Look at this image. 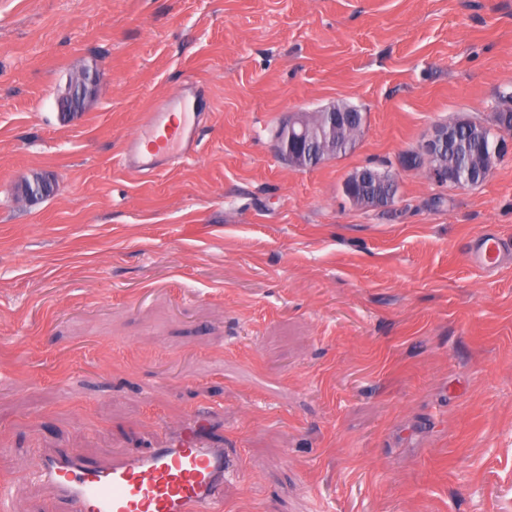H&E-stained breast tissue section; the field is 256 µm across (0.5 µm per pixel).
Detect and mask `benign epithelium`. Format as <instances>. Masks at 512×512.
Wrapping results in <instances>:
<instances>
[{
	"label": "benign epithelium",
	"instance_id": "benign-epithelium-1",
	"mask_svg": "<svg viewBox=\"0 0 512 512\" xmlns=\"http://www.w3.org/2000/svg\"><path fill=\"white\" fill-rule=\"evenodd\" d=\"M100 75L98 72L82 70L72 76L73 92L76 101L69 106L60 107L66 116L75 115L86 109L94 98ZM350 127L348 118L331 106H324L313 111L291 112L281 125L282 133L277 138V155L287 164L305 168L312 162L308 142L318 141V155L321 160H328L334 155L336 135ZM477 129L491 132L481 152V160L474 166L460 172L448 166L444 160L448 143L454 136V126L445 122L434 126L428 139L416 149L407 153L419 162L418 172H424L429 178L439 183H451L456 186H474L484 182L491 174L495 162L508 151L512 135L495 127L490 128L484 122H477ZM372 172L365 169L347 177L343 190L353 205L369 209H389L397 200V179L389 181V192L372 191L368 187ZM48 191H54L51 180L40 173L24 175L19 179L16 198L31 203Z\"/></svg>",
	"mask_w": 512,
	"mask_h": 512
}]
</instances>
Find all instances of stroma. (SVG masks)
I'll return each instance as SVG.
<instances>
[{"instance_id":"35a3bbf8","label":"stroma","mask_w":512,"mask_h":512,"mask_svg":"<svg viewBox=\"0 0 512 512\" xmlns=\"http://www.w3.org/2000/svg\"><path fill=\"white\" fill-rule=\"evenodd\" d=\"M101 73L77 116L57 96ZM512 94V0H0V485L56 512L42 454L158 447L207 410L224 512H512V153L481 184L400 159ZM190 101L192 156L124 161ZM346 101V155L285 164ZM389 169L393 209L353 206ZM55 182L20 205V176ZM336 108L341 112L353 113V122H365V113L356 106L337 103ZM341 112H336L331 106H324L313 111L289 113L288 119L281 125L282 133L276 139L278 157L291 166L302 169L308 167L307 164L313 162L308 149L310 140L318 141L321 162L333 157L336 133L351 128L348 118ZM394 175L388 182L391 185L388 193L370 190L368 184L372 179V172L367 169L348 176L344 180L343 190L354 206L369 209H389L395 205L397 200V179ZM509 257V245L497 235L488 233L478 236L468 254L470 265L494 269Z\"/></svg>"}]
</instances>
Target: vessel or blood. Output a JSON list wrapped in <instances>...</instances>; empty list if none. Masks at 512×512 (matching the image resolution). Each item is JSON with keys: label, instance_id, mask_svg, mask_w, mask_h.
Returning a JSON list of instances; mask_svg holds the SVG:
<instances>
[{"label": "vessel or blood", "instance_id": "obj_1", "mask_svg": "<svg viewBox=\"0 0 512 512\" xmlns=\"http://www.w3.org/2000/svg\"><path fill=\"white\" fill-rule=\"evenodd\" d=\"M147 125L157 127L155 154L181 147L191 155L195 133L190 127L166 125L151 112ZM512 255V246L497 235L478 236L470 265L493 269ZM224 444L208 416L197 415L174 439L143 456H120L92 463L71 449L44 458L39 479L49 487L59 512H224Z\"/></svg>", "mask_w": 512, "mask_h": 512}]
</instances>
